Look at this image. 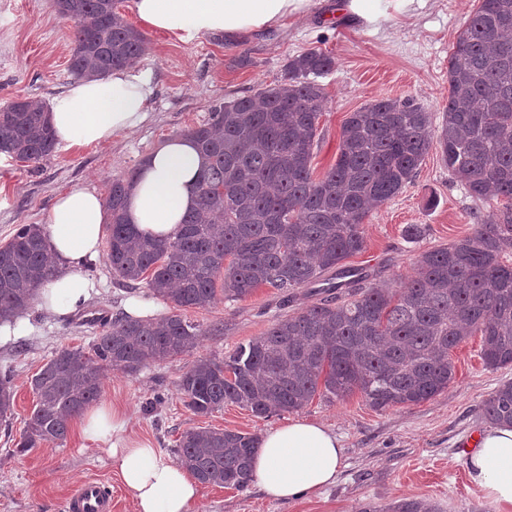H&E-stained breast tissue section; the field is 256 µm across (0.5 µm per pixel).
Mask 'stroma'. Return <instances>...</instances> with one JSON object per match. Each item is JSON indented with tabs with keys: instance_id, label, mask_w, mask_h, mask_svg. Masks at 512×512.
Returning <instances> with one entry per match:
<instances>
[{
	"instance_id": "stroma-1",
	"label": "stroma",
	"mask_w": 512,
	"mask_h": 512,
	"mask_svg": "<svg viewBox=\"0 0 512 512\" xmlns=\"http://www.w3.org/2000/svg\"><path fill=\"white\" fill-rule=\"evenodd\" d=\"M339 0H313L311 10L284 26L235 41L201 35L182 42L147 30L149 45L134 62L149 82L147 118L112 141L58 146L39 164L0 156V244L21 224H46L58 193L78 188L108 197L113 178L137 170L167 138L206 122L215 105L254 94L283 80L290 57L320 49L335 60L322 77L321 131L314 151L315 175L336 160L344 120L382 97L410 98L441 119L448 103V57L478 0H427L408 17L370 24L338 14ZM73 23L52 0H0V104L18 97L52 103L72 84L67 66ZM248 65H241V58ZM502 200L474 202L431 147L415 181L370 213L364 251L347 260L377 284L395 288L409 280L419 256L474 233V210L489 212ZM94 288L73 314L57 318L32 307L28 328L0 343V367L13 371L15 401L9 426L0 425V512H63L69 494L89 481L112 491V512H134V500L112 464L110 449L84 441L71 426L63 444L17 453L15 445L35 404L31 379L61 348L90 350L100 332L95 313L125 315L152 294L146 283L128 289L115 283L107 260L86 271ZM279 296L260 288L238 301L216 300L183 315L202 337L190 352L157 362L136 374L105 370L103 399L125 408L126 435L151 440L173 455L184 431L197 426L256 435L303 420L326 425L340 439L345 467L335 485L319 495L286 502L266 498L256 484L244 490L202 486L199 512H361L365 505L390 512L403 499H426L439 512H501L471 484L466 444L479 437L485 401L512 382V366L492 369L479 357L474 335L452 352L455 379L448 389L417 405L374 409L361 393L333 402L321 398L287 415L263 419L235 404L193 414L177 383L200 358H224L260 335L279 314Z\"/></svg>"
}]
</instances>
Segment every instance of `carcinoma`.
<instances>
[{
  "mask_svg": "<svg viewBox=\"0 0 512 512\" xmlns=\"http://www.w3.org/2000/svg\"><path fill=\"white\" fill-rule=\"evenodd\" d=\"M448 59V105L433 127L412 99L382 97L350 114L335 163L316 178L312 159L323 88L318 78L332 58L308 50L288 60L283 82L214 107L186 134L206 165L198 207L174 239L161 241L126 220L136 172L112 179L106 200V256L112 278L146 282L173 308H207L217 294L242 300L261 287L281 303L323 283L344 290L288 318L224 357L196 361L178 387L187 407L207 415L228 403L259 418L300 409L315 396L342 399L359 390L375 409L416 405L448 388L450 352L482 336L488 368L512 365V0H479ZM74 21L68 69L100 78L126 67L147 38L114 0H53ZM40 101L0 105V154L28 163L51 156L57 139ZM448 173L475 201L503 207L478 229L446 247L422 253L415 275L397 289L375 286L345 266L365 247L362 224L375 207L412 181L433 141ZM44 230L21 224L0 246V318L31 308L52 274ZM198 326L172 314L161 319L101 321L89 357L62 348L32 379L36 404L16 447L22 453L66 440L70 421L100 394L105 368L133 374L180 356L199 342ZM11 375L0 373V420L13 412ZM484 418L512 423V382L485 402ZM255 434L195 427L175 449L177 463L203 485L242 490L253 481ZM392 512H438L425 500Z\"/></svg>",
  "mask_w": 512,
  "mask_h": 512,
  "instance_id": "1",
  "label": "carcinoma"
}]
</instances>
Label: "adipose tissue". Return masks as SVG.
<instances>
[{
    "mask_svg": "<svg viewBox=\"0 0 512 512\" xmlns=\"http://www.w3.org/2000/svg\"><path fill=\"white\" fill-rule=\"evenodd\" d=\"M312 0H135L147 28L188 41L200 35L236 36L282 26L304 14ZM146 81L131 68L99 80L78 81L57 99L50 121L68 146L108 142L146 117ZM202 158L185 135L172 137L142 163L128 197L126 216L138 230L175 237L183 218L198 204ZM106 213L95 191L59 194L47 219L48 244L57 272L42 288L38 305L63 317L89 296V264L101 254ZM125 419L103 400L81 416L85 439L111 441L112 463L131 491L135 512H195L200 489L189 473L147 441L126 439ZM341 442L326 426L293 421L268 431L252 462L260 491L287 501L320 494L334 485L343 466ZM473 485L500 506L512 507V426L483 430L468 463Z\"/></svg>",
    "mask_w": 512,
    "mask_h": 512,
    "instance_id": "ef3b65f1",
    "label": "adipose tissue"
}]
</instances>
